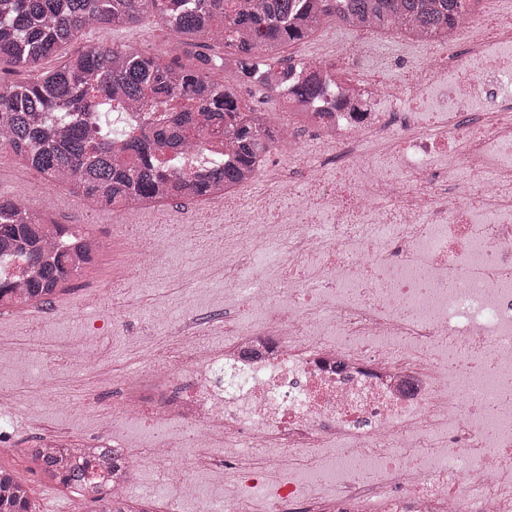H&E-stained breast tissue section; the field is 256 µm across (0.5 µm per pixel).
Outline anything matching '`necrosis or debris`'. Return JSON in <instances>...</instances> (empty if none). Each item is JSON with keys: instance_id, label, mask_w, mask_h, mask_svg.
<instances>
[{"instance_id": "obj_1", "label": "necrosis or debris", "mask_w": 512, "mask_h": 512, "mask_svg": "<svg viewBox=\"0 0 512 512\" xmlns=\"http://www.w3.org/2000/svg\"><path fill=\"white\" fill-rule=\"evenodd\" d=\"M389 37L337 43L341 76L314 56L259 74L282 162L218 192L223 218L168 231L134 206L81 240L83 266L123 250L81 302L111 307L113 334L138 316L118 287L174 252L223 270L232 310L152 309L172 346L138 353L116 409L86 395L95 434L44 425L34 451L112 450L125 470L98 472L118 489L142 465L183 490L223 467L221 505L199 512H512V26L464 15L378 83ZM310 75L324 99L289 100ZM360 96L367 110L345 107ZM121 418L149 436L121 443ZM263 454L275 474L249 466Z\"/></svg>"}]
</instances>
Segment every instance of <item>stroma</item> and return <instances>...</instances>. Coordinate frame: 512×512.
<instances>
[{"label":"stroma","mask_w":512,"mask_h":512,"mask_svg":"<svg viewBox=\"0 0 512 512\" xmlns=\"http://www.w3.org/2000/svg\"><path fill=\"white\" fill-rule=\"evenodd\" d=\"M110 38L115 42L145 48L165 63L173 62L185 67L196 64L194 53L184 51L177 34L152 14L145 15L137 27L112 32ZM20 189L24 190L25 201L32 211H51L55 221L60 224H85L100 233L111 230L113 225L122 221L120 212L87 209L69 192L50 188L39 173L17 166L12 155H0V192L9 194ZM177 261L184 267L181 278L168 280L163 270H155L126 289L127 300L135 303L143 312L159 305L179 308L191 303L215 313L223 311V274L189 264L184 254L178 256ZM111 319L112 310L108 307L89 312L83 321L63 315L46 322L24 321L13 316L0 317V390L11 392L17 399H24L35 371L14 360L8 348L13 344L31 345L35 357L52 355L57 358V390L72 402L71 408L55 412L51 417L52 422L68 426L73 432L83 435L94 432L96 424L93 413L80 410L77 403L86 393L102 389L103 384L94 375L82 378L71 376L61 362L63 344L82 340L94 345L106 371L114 378L121 379L133 368L138 340L153 341L161 336L159 327L145 315L134 320L126 336H116L108 330L107 324ZM16 430L15 445L21 453L15 458L0 461V466L16 471L29 481L36 508L40 512H58L62 507L69 508L70 512H98L100 505L93 502L91 497L71 495L36 468L28 452L36 437L33 421L25 416L19 417Z\"/></svg>","instance_id":"1"}]
</instances>
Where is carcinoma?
I'll return each mask as SVG.
<instances>
[{
  "mask_svg": "<svg viewBox=\"0 0 512 512\" xmlns=\"http://www.w3.org/2000/svg\"><path fill=\"white\" fill-rule=\"evenodd\" d=\"M471 0H0V62L36 73L25 83L0 82V150L49 181H63L84 200L115 211L126 203L153 206L169 198L200 200L214 189L256 172L260 154L275 143L269 121L242 105L237 86L257 70L290 66L282 47L311 38L330 17L398 30L406 38L441 41L468 11ZM153 13L180 36V45H223L214 60L198 54L190 70L161 62L126 44L93 43L45 69V60L86 29L116 30ZM296 99H318L320 80L311 76L289 90ZM145 112L166 113L124 131L128 157L119 161L112 147V98ZM232 127L233 163L215 161L210 170L183 177L172 171L165 151L191 148L204 134ZM48 212L30 211L20 197L0 194V255L23 260L32 276L24 282L25 301L47 302L68 289L78 247L68 234L45 246ZM39 470L68 490L93 494L101 512H143L142 503L118 499L92 478L93 462L76 463L57 451L32 453ZM0 512H35L25 479L0 466Z\"/></svg>",
  "mask_w": 512,
  "mask_h": 512,
  "instance_id": "obj_1",
  "label": "carcinoma"
}]
</instances>
